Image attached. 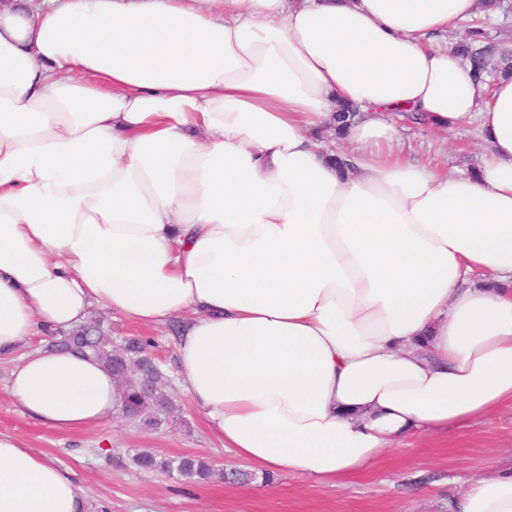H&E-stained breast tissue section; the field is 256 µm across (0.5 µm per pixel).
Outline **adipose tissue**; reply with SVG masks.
<instances>
[{
    "label": "adipose tissue",
    "mask_w": 512,
    "mask_h": 512,
    "mask_svg": "<svg viewBox=\"0 0 512 512\" xmlns=\"http://www.w3.org/2000/svg\"><path fill=\"white\" fill-rule=\"evenodd\" d=\"M479 0H0V357L13 405L115 414L101 361L39 348L98 306L178 318L208 430L261 473L340 486L419 432L512 405V81L444 42ZM358 108L332 149L337 103ZM477 125L475 173L392 117ZM0 433V512H88ZM458 512H512V468Z\"/></svg>",
    "instance_id": "obj_1"
}]
</instances>
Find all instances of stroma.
<instances>
[{
  "instance_id": "35a3bbf8",
  "label": "stroma",
  "mask_w": 512,
  "mask_h": 512,
  "mask_svg": "<svg viewBox=\"0 0 512 512\" xmlns=\"http://www.w3.org/2000/svg\"><path fill=\"white\" fill-rule=\"evenodd\" d=\"M399 134L409 157L442 170L476 169L487 145L476 127L439 135L417 125ZM114 342L154 337L168 378L167 393L178 408L173 424L149 431L115 416L75 433L49 429L19 412L7 392L11 361L0 360V432L20 438L71 473L93 512H453L469 479L512 466V406L448 430L418 435L404 449L381 457L366 473L334 487L295 474L267 482L217 480L195 486L167 475L137 470L131 455L148 448L168 457L196 454L224 471L248 470L205 427L175 372L171 325L148 327L100 307Z\"/></svg>"
}]
</instances>
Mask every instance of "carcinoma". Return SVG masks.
<instances>
[{
	"mask_svg": "<svg viewBox=\"0 0 512 512\" xmlns=\"http://www.w3.org/2000/svg\"><path fill=\"white\" fill-rule=\"evenodd\" d=\"M482 38L484 32L477 24L465 27L464 39L456 47L457 53L474 58L480 52L474 43L482 41ZM49 347L103 360L118 381L122 409L135 417L140 427L158 430L168 424L175 404L165 391L166 383L160 382L163 373L152 354V339L135 337L115 347L108 331L103 328L102 320L88 319L57 336H49ZM131 460L141 470L157 471L199 484L207 483L216 476L225 479L224 471L196 455L165 458L148 450H139Z\"/></svg>",
	"mask_w": 512,
	"mask_h": 512,
	"instance_id": "cac0c4a2",
	"label": "carcinoma"
}]
</instances>
